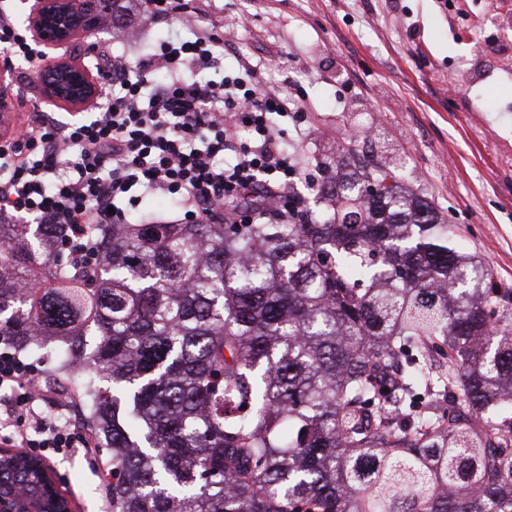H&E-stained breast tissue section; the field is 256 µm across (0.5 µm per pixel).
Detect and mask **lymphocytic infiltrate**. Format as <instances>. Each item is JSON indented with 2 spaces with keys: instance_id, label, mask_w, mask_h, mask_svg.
I'll return each mask as SVG.
<instances>
[{
  "instance_id": "obj_1",
  "label": "lymphocytic infiltrate",
  "mask_w": 512,
  "mask_h": 512,
  "mask_svg": "<svg viewBox=\"0 0 512 512\" xmlns=\"http://www.w3.org/2000/svg\"><path fill=\"white\" fill-rule=\"evenodd\" d=\"M222 39L174 37L127 60L105 59L95 75L105 96L95 116L55 123L32 107L0 140V222L58 224L80 257L93 256L96 224H120L144 195L179 196L192 224L284 223L302 168L286 144L295 103L261 89L255 66L220 72ZM0 58L35 71L44 51L0 10ZM0 423L11 448L91 449L88 430L44 416V397L25 363L0 351Z\"/></svg>"
}]
</instances>
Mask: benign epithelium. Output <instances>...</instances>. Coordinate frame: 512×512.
I'll list each match as a JSON object with an SVG mask.
<instances>
[{"instance_id": "benign-epithelium-1", "label": "benign epithelium", "mask_w": 512, "mask_h": 512, "mask_svg": "<svg viewBox=\"0 0 512 512\" xmlns=\"http://www.w3.org/2000/svg\"><path fill=\"white\" fill-rule=\"evenodd\" d=\"M99 0H33L29 24L37 43L46 47L67 45L79 33L91 31L97 22L95 12ZM45 95L81 112L99 95V86L90 69L79 67L63 58L46 63L41 71ZM23 457L37 476L36 491L25 498L0 491V512H74L69 498L62 492L53 469L40 457L16 448H0V459Z\"/></svg>"}]
</instances>
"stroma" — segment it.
Instances as JSON below:
<instances>
[{
  "label": "stroma",
  "mask_w": 512,
  "mask_h": 512,
  "mask_svg": "<svg viewBox=\"0 0 512 512\" xmlns=\"http://www.w3.org/2000/svg\"><path fill=\"white\" fill-rule=\"evenodd\" d=\"M195 28L224 38L223 67L257 65L268 88L303 111L289 143L336 163L348 145L398 167L455 241L477 255L494 283L512 289V0H193ZM193 28L144 26L123 11L111 27L49 49L77 64L105 55L136 59ZM15 111L42 106L58 122L69 110L42 96L38 75L11 71ZM47 462L79 512H112L83 449Z\"/></svg>",
  "instance_id": "stroma-1"
}]
</instances>
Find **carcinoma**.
Segmentation results:
<instances>
[{
    "mask_svg": "<svg viewBox=\"0 0 512 512\" xmlns=\"http://www.w3.org/2000/svg\"><path fill=\"white\" fill-rule=\"evenodd\" d=\"M351 165L308 184L318 216L96 224L90 262L0 223V338L74 347L112 512H512V312L394 170Z\"/></svg>",
    "mask_w": 512,
    "mask_h": 512,
    "instance_id": "cac0c4a2",
    "label": "carcinoma"
}]
</instances>
